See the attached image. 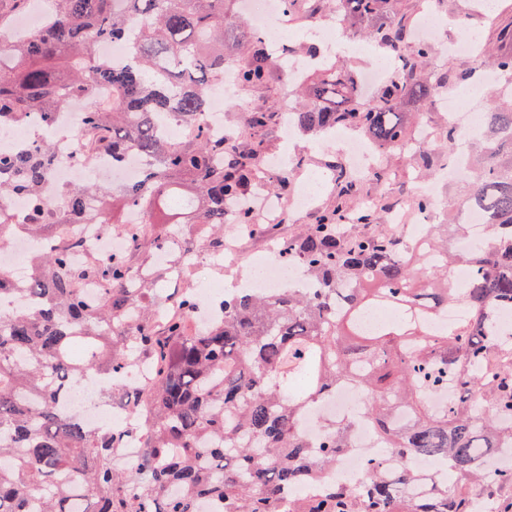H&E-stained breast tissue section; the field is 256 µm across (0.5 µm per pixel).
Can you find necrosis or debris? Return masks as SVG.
Segmentation results:
<instances>
[{
	"label": "necrosis or debris",
	"mask_w": 512,
	"mask_h": 512,
	"mask_svg": "<svg viewBox=\"0 0 512 512\" xmlns=\"http://www.w3.org/2000/svg\"><path fill=\"white\" fill-rule=\"evenodd\" d=\"M251 10L256 18V29L265 40L269 52L278 67L286 72L290 80L299 79L307 68L305 61L296 56L284 55L281 33L293 26L294 21L284 6L277 0H250ZM417 34L426 42L438 44L444 54L461 55L477 59L482 53V42L471 30L460 31L449 41H441L432 12H422L417 20ZM84 99H75L55 116L48 133L54 141L56 154L60 159L54 181L46 183L42 194L47 200H55L58 187L63 183H74L94 179L107 186L122 188L137 181L140 161L134 154H127L121 164H113L110 153L101 151L93 155L85 154L82 148L84 136L81 128V114L86 109ZM315 195L310 184L304 183L288 199L282 200L264 193H258L249 200L256 220H271L277 213L302 212L310 208ZM78 233L89 250L100 256L112 254H131L133 241L127 232L114 234L106 229L105 223L94 222L78 226ZM41 239L25 234H12L10 241L0 249V267L5 268L18 280L25 279L34 257L43 252ZM312 280L303 271L300 262L283 258L275 235H268L262 262L251 265L249 274L237 282L235 289L252 295H269L282 288H309ZM98 386L96 381L88 380L74 388L62 405L65 413L84 419L88 427L97 428L109 422L124 427L131 432L120 462L123 466L135 465L141 455L136 432L140 423L123 406L100 404L96 400ZM361 402L357 388L344 384L337 386L335 394L318 408L309 411L302 423L306 434L318 435L325 420L343 419L353 414ZM380 444L366 421H359L350 438L349 448L340 453L335 465L328 471L324 482L347 481L354 484L364 482L363 461L367 455L378 454ZM324 482L311 485L307 496L319 495Z\"/></svg>",
	"instance_id": "obj_1"
}]
</instances>
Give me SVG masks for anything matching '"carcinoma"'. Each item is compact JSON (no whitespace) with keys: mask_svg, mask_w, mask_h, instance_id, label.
I'll return each mask as SVG.
<instances>
[{"mask_svg":"<svg viewBox=\"0 0 512 512\" xmlns=\"http://www.w3.org/2000/svg\"><path fill=\"white\" fill-rule=\"evenodd\" d=\"M31 2L0 0V130L34 116L44 128L67 102L87 99L86 152L103 148L118 162L134 152L144 160L141 178L121 198L124 208L143 213L135 253L164 248L181 272L179 228L157 230L156 208L191 209L195 223L214 227L210 252L224 248L223 225H252L245 207H228L258 177L259 133L274 113L250 112L246 152L201 126L184 143L163 139L155 127L160 113L195 120L226 68L240 88L267 82L272 59L255 30L245 32L240 53L224 54V29L234 19L228 0H49V21L17 40L12 24ZM401 2L336 0L345 30L392 51L396 71L369 105L350 75L319 66L320 79L293 112L296 127L351 128L378 154L391 153L411 139L401 99L425 107L441 87L474 75L426 76L432 47L413 40ZM376 18L383 22L368 25ZM99 41L124 43L125 61L99 55ZM484 57L512 77V54L488 50ZM483 130L468 148V196L449 204L451 223L433 225L425 250L406 252L405 240L360 203V178L338 163L336 206L302 234L278 241L319 288L234 293L211 304V319L194 334L183 315L205 301L184 290L169 303L176 311L151 309L150 289L140 280L129 285L133 256L74 265L81 240L72 225L105 210L103 186L63 185L51 203L39 188L54 176L53 144L35 136L0 152V199L24 197L25 232L50 242L26 282L0 268V298L23 293L33 301L25 311H0V512H202L205 501L222 512H276L285 491L324 475L349 446L351 419L323 423L317 444L301 428L304 414L341 384L361 392L362 413L393 476L370 457L364 486L338 481L315 498L288 501V512H475L473 495L511 486L512 465L491 471L484 460L496 452L502 425L512 423V358L490 379L483 371L496 342L489 313L512 307L511 98L483 112ZM458 140L448 125L418 163L440 165ZM470 210L482 214L486 232L459 251L455 241ZM459 264L471 271L465 288L448 279V268ZM87 276L107 285L95 300L84 294ZM454 306L466 316L444 333L433 331L434 318ZM133 307L138 322L126 334ZM377 307L395 309L396 317L364 330L363 317ZM140 361L150 364L151 382L137 389L125 374ZM456 363L463 367L456 395L437 410L429 394L447 383ZM88 378L101 381L104 402L118 397L133 409L150 400L141 457L129 469L113 468L123 449L115 427L92 430L59 410L63 392ZM418 457L450 467L448 480L422 501L408 494Z\"/></svg>","mask_w":512,"mask_h":512,"instance_id":"carcinoma-1","label":"carcinoma"}]
</instances>
